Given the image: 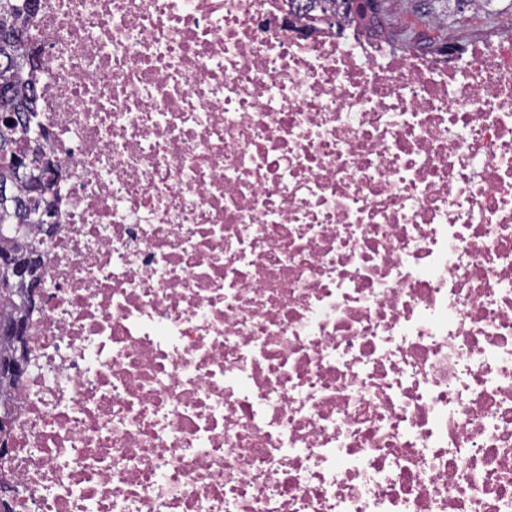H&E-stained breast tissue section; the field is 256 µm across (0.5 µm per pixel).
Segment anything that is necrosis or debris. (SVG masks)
I'll return each mask as SVG.
<instances>
[{"instance_id": "4bbe7bcc", "label": "necrosis or debris", "mask_w": 512, "mask_h": 512, "mask_svg": "<svg viewBox=\"0 0 512 512\" xmlns=\"http://www.w3.org/2000/svg\"><path fill=\"white\" fill-rule=\"evenodd\" d=\"M69 169L13 512H512V35L40 0Z\"/></svg>"}]
</instances>
